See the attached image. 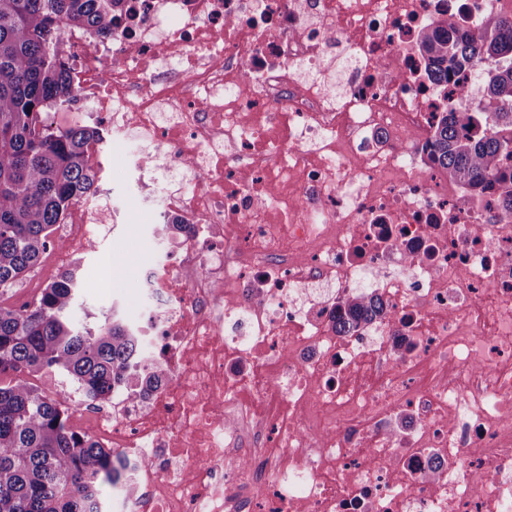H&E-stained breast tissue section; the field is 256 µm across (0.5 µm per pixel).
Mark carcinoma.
<instances>
[{
  "instance_id": "obj_1",
  "label": "carcinoma",
  "mask_w": 512,
  "mask_h": 512,
  "mask_svg": "<svg viewBox=\"0 0 512 512\" xmlns=\"http://www.w3.org/2000/svg\"><path fill=\"white\" fill-rule=\"evenodd\" d=\"M135 0H0V293L22 280L47 248L70 208L97 192L88 148L100 131L55 128L46 108L77 100L67 85L66 30L117 37ZM441 18L418 39L419 53L439 80L463 71L479 78L465 90L468 104L441 112L424 152L469 193L490 192L512 216V14L486 17L473 33L449 34ZM188 232L160 223L155 236ZM78 282L67 270L30 307L0 304V512H100L106 491L136 493L121 453L101 447L68 425L69 409L34 385V373L66 376L90 403L126 390L139 399L166 374L162 365L131 371L139 336L112 316L95 324L75 320ZM333 329L350 333L392 318L383 299L358 289L343 303Z\"/></svg>"
}]
</instances>
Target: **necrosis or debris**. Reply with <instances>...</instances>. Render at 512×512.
<instances>
[{
  "label": "necrosis or debris",
  "mask_w": 512,
  "mask_h": 512,
  "mask_svg": "<svg viewBox=\"0 0 512 512\" xmlns=\"http://www.w3.org/2000/svg\"><path fill=\"white\" fill-rule=\"evenodd\" d=\"M505 11L145 0L94 51L69 31V82L103 139L148 137L195 171L163 207L192 226L183 258L145 271L133 321L140 365L167 377L89 423L135 469L109 512H512V225L419 162L432 114L461 99L419 33ZM364 283L395 321L335 333L338 297ZM312 284L332 290L299 313Z\"/></svg>",
  "instance_id": "necrosis-or-debris-1"
}]
</instances>
